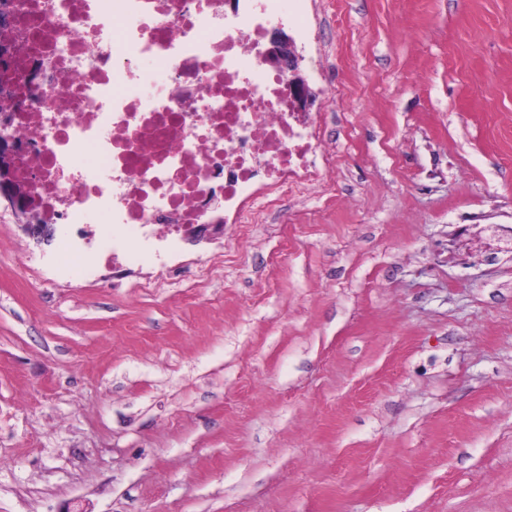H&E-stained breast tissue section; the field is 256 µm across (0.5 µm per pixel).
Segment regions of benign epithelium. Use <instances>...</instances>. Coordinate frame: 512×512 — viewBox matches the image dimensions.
Listing matches in <instances>:
<instances>
[{"mask_svg": "<svg viewBox=\"0 0 512 512\" xmlns=\"http://www.w3.org/2000/svg\"><path fill=\"white\" fill-rule=\"evenodd\" d=\"M265 58L289 75V109L292 112H307L313 105L316 93L310 88L302 68V56L297 52L294 40L284 29H272L266 47ZM10 48H0V73L5 75L0 82V200L8 203L22 218L23 232L37 244H48L54 236V227L43 223L41 214L33 208L29 199V188L17 180L14 174L15 157L19 142L8 133L19 101L15 96L9 74ZM224 236L222 224H199L186 237V241L198 244Z\"/></svg>", "mask_w": 512, "mask_h": 512, "instance_id": "7a95c632", "label": "benign epithelium"}]
</instances>
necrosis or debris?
<instances>
[{
	"label": "necrosis or debris",
	"instance_id": "4bbe7bcc",
	"mask_svg": "<svg viewBox=\"0 0 512 512\" xmlns=\"http://www.w3.org/2000/svg\"><path fill=\"white\" fill-rule=\"evenodd\" d=\"M20 105L15 175L75 250L132 265L218 222L240 235L292 217L309 195L340 204L322 117L337 95L313 53L312 112L288 109L287 72L261 51L285 25L316 34L312 0H10ZM153 64L143 75L139 62ZM105 216L98 234L88 215Z\"/></svg>",
	"mask_w": 512,
	"mask_h": 512
}]
</instances>
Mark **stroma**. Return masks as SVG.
Returning a JSON list of instances; mask_svg holds the SVG:
<instances>
[{
  "label": "stroma",
  "instance_id": "1",
  "mask_svg": "<svg viewBox=\"0 0 512 512\" xmlns=\"http://www.w3.org/2000/svg\"><path fill=\"white\" fill-rule=\"evenodd\" d=\"M316 6L349 207L148 289L0 205V512H512V0Z\"/></svg>",
  "mask_w": 512,
  "mask_h": 512
}]
</instances>
